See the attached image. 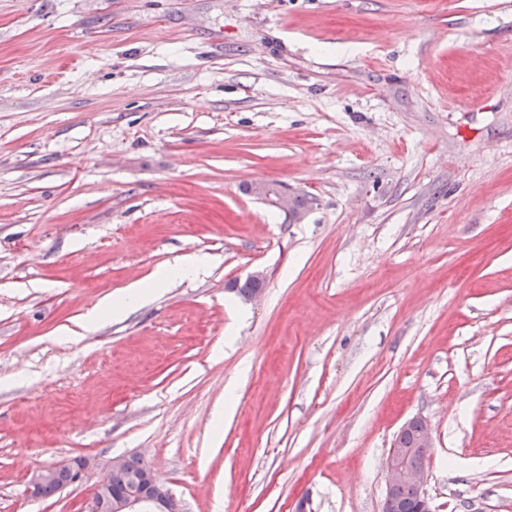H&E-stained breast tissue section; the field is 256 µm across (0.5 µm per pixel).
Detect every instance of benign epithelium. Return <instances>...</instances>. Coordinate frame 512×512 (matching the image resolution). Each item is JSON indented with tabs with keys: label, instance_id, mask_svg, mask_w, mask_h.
I'll use <instances>...</instances> for the list:
<instances>
[{
	"label": "benign epithelium",
	"instance_id": "7a95c632",
	"mask_svg": "<svg viewBox=\"0 0 512 512\" xmlns=\"http://www.w3.org/2000/svg\"><path fill=\"white\" fill-rule=\"evenodd\" d=\"M249 193L286 214H293L294 195L290 192L287 193L270 183L260 182L250 184ZM295 218H300V215H295ZM405 454L406 448L401 444L400 438H395L385 462L386 491H391L396 484H412L418 489L420 496L419 512H436L425 489L426 465L404 466L401 459ZM87 468L88 462L82 458L43 467L32 475L27 493L34 498L42 497L44 489L54 483L61 469L71 472V483H78L83 479ZM108 485L107 479L99 484L92 498L85 504L84 512H182L181 501L153 474L131 477L130 485L116 496Z\"/></svg>",
	"mask_w": 512,
	"mask_h": 512
}]
</instances>
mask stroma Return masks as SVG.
I'll return each mask as SVG.
<instances>
[{"instance_id": "35a3bbf8", "label": "stroma", "mask_w": 512, "mask_h": 512, "mask_svg": "<svg viewBox=\"0 0 512 512\" xmlns=\"http://www.w3.org/2000/svg\"><path fill=\"white\" fill-rule=\"evenodd\" d=\"M415 417L437 512H512V0H0V512L131 454L184 512H381ZM248 187L249 194L263 199L269 205L274 206L285 214L293 215V212L301 213L307 205L305 195L287 193L278 187H274L270 183H252L248 184ZM173 276V272H164L149 283H139L127 288L119 296L104 298L87 313L83 328H94L104 316L111 314L118 317L133 304L150 299L160 288H164ZM87 468L88 462L82 458L63 461L43 467L32 475L30 481L28 482L27 493L31 497L40 498L42 497L44 489L51 484L45 490L44 496L46 497L53 495L69 483L70 474L68 471L71 472L72 480L70 484L73 485L83 479Z\"/></svg>"}]
</instances>
